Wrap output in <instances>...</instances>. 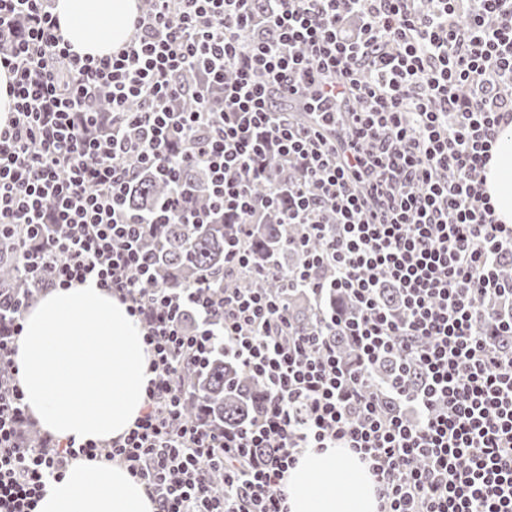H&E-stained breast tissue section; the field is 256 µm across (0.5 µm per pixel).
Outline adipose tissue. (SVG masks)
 <instances>
[{"label":"adipose tissue","mask_w":512,"mask_h":512,"mask_svg":"<svg viewBox=\"0 0 512 512\" xmlns=\"http://www.w3.org/2000/svg\"><path fill=\"white\" fill-rule=\"evenodd\" d=\"M140 0H55L65 41L81 56L112 55L132 35ZM499 222L512 225V123L499 126L484 169ZM17 379L43 431L81 445L124 437L152 377L144 331L126 304L95 282L42 294L16 340ZM289 512H378L377 484L347 448L308 449L290 468ZM127 470L80 458L50 481L36 512H155Z\"/></svg>","instance_id":"adipose-tissue-1"}]
</instances>
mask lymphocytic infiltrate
<instances>
[{
	"label": "lymphocytic infiltrate",
	"mask_w": 512,
	"mask_h": 512,
	"mask_svg": "<svg viewBox=\"0 0 512 512\" xmlns=\"http://www.w3.org/2000/svg\"><path fill=\"white\" fill-rule=\"evenodd\" d=\"M148 2L130 42L94 60L72 51L50 0H0V35L13 39L0 67L16 99L0 129V241L18 240L24 269L48 287L93 280L117 295L145 330L154 373L123 439L21 447L15 340L32 295L0 314V512H35L80 456L125 467L157 512H288L285 475L309 448L360 454L380 512H512V351L478 325L486 300L498 333L512 335V280L498 274L512 225L483 188L496 129L512 119V0H274L262 18L255 0ZM197 65L204 83L191 88L181 75ZM186 96L196 108L177 110ZM283 101L301 121L276 118ZM271 148L301 184L281 215L304 228L286 279L317 298L345 292L363 311L353 323L327 312L301 331L271 291L150 284L142 242L154 225L210 216L174 202L130 211L128 159L174 183L187 166L209 172L215 208L240 226L224 248L233 274L251 270L250 227L280 200L252 195ZM385 283L404 321L383 305ZM339 329L357 369L336 355ZM218 349L264 391L241 430L182 412V368ZM395 352L423 368L422 384L402 373L366 389ZM390 394L414 419L389 410Z\"/></svg>",
	"instance_id": "lymphocytic-infiltrate-1"
}]
</instances>
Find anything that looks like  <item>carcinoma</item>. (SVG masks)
Returning a JSON list of instances; mask_svg holds the SVG:
<instances>
[{
	"label": "carcinoma",
	"instance_id": "obj_1",
	"mask_svg": "<svg viewBox=\"0 0 512 512\" xmlns=\"http://www.w3.org/2000/svg\"><path fill=\"white\" fill-rule=\"evenodd\" d=\"M266 179L256 185V194L266 196L273 188L284 191L282 201L288 202L286 191L297 187L296 173L277 156L266 158ZM182 179L193 188V195L186 197L187 207L206 206L209 203L206 177L196 167L182 173ZM175 185L156 172L138 171L127 195V206L133 211L147 212L156 204L171 197ZM237 233V226L224 223L220 216L212 224H162L149 242L151 255L157 268L155 285L162 288H186L206 274L230 288L276 289L290 302L295 325L311 326L320 314V302L296 290L280 278H261L247 273H237L224 278V241ZM298 226L279 223L277 210H270L263 223L255 224L249 239L250 255L254 262L272 265L281 271L297 264V255L287 249L286 238H295ZM40 288L24 271L13 241L0 244V298L13 302L23 292ZM397 372V363L390 357L372 370V382L385 385ZM183 376L187 382L189 399L185 414L190 418L202 416L218 429L246 427L263 407V391L256 380L237 362L216 351L206 367H186Z\"/></svg>",
	"mask_w": 512,
	"mask_h": 512
}]
</instances>
